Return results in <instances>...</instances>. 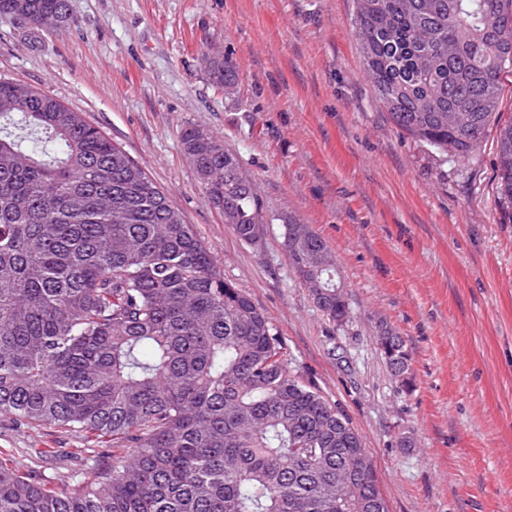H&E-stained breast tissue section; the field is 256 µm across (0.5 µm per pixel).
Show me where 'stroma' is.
Returning <instances> with one entry per match:
<instances>
[{
  "label": "stroma",
  "mask_w": 512,
  "mask_h": 512,
  "mask_svg": "<svg viewBox=\"0 0 512 512\" xmlns=\"http://www.w3.org/2000/svg\"><path fill=\"white\" fill-rule=\"evenodd\" d=\"M58 33L0 16V79L84 114L168 192L225 279L268 317L289 368L363 439L389 512H512V208L488 129L459 159L402 132L352 33L354 0H69ZM232 55L234 98L204 54ZM237 153L265 224L241 242L201 187L179 133ZM336 257L349 319L293 273L282 221ZM411 355L407 386L377 338ZM85 438L0 415V460L55 481L88 475Z\"/></svg>",
  "instance_id": "35a3bbf8"
}]
</instances>
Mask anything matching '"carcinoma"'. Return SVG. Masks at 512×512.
<instances>
[{
  "label": "carcinoma",
  "instance_id": "1",
  "mask_svg": "<svg viewBox=\"0 0 512 512\" xmlns=\"http://www.w3.org/2000/svg\"><path fill=\"white\" fill-rule=\"evenodd\" d=\"M352 27L379 103L454 157L497 123L499 195L512 204V0H355ZM67 0H0V15L70 21ZM231 97L229 55H205ZM184 154L240 241L264 216L237 154L200 126ZM296 276L348 319L335 257L283 222ZM93 444L91 476L56 485L0 460V512H370L380 494L349 419L288 371L265 314L137 161L80 112L0 81V414ZM130 452L110 458L112 441ZM112 462H106V459Z\"/></svg>",
  "mask_w": 512,
  "mask_h": 512
}]
</instances>
